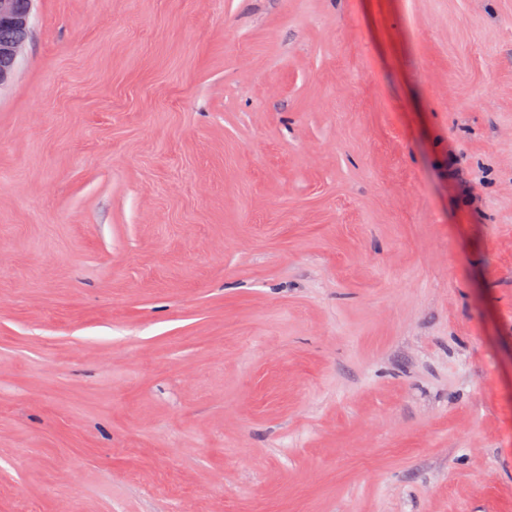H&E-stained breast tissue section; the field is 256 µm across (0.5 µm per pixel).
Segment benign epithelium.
Listing matches in <instances>:
<instances>
[{
  "label": "benign epithelium",
  "instance_id": "1",
  "mask_svg": "<svg viewBox=\"0 0 512 512\" xmlns=\"http://www.w3.org/2000/svg\"><path fill=\"white\" fill-rule=\"evenodd\" d=\"M35 0H0V89L14 80L32 33Z\"/></svg>",
  "mask_w": 512,
  "mask_h": 512
}]
</instances>
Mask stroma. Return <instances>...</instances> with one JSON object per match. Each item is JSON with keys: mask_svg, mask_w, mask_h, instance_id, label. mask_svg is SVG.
<instances>
[{"mask_svg": "<svg viewBox=\"0 0 512 512\" xmlns=\"http://www.w3.org/2000/svg\"><path fill=\"white\" fill-rule=\"evenodd\" d=\"M512 512V0H36L0 90V512Z\"/></svg>", "mask_w": 512, "mask_h": 512, "instance_id": "obj_1", "label": "stroma"}]
</instances>
